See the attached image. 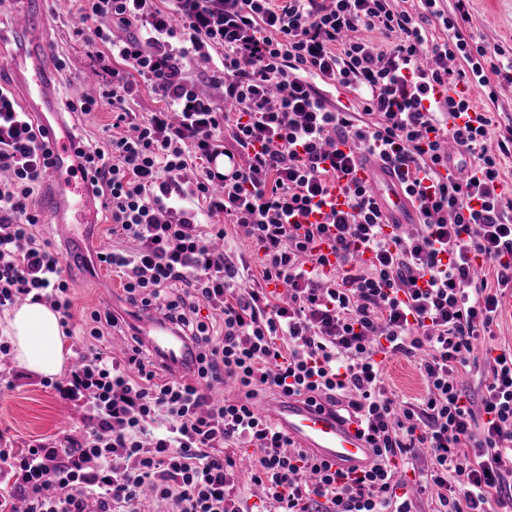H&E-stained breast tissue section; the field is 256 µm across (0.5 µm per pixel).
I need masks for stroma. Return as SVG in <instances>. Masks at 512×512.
Segmentation results:
<instances>
[{
	"instance_id": "stroma-1",
	"label": "stroma",
	"mask_w": 512,
	"mask_h": 512,
	"mask_svg": "<svg viewBox=\"0 0 512 512\" xmlns=\"http://www.w3.org/2000/svg\"><path fill=\"white\" fill-rule=\"evenodd\" d=\"M80 0H45L47 32L51 40L53 82L59 101L82 96L84 75L103 84L112 78L111 59H100L96 48L73 34L72 21L81 14ZM467 38L512 52V0H470ZM488 92L471 95L474 110L491 113L498 124L512 121V83L489 75ZM75 284L74 312L107 310L113 299L124 298L122 282L110 268L94 273L70 267ZM385 384L390 392L413 400L424 393V382L413 361L395 357L387 361ZM85 408L80 402L62 400L45 386L43 378L29 374L13 355L0 356V439L14 450H25L36 441L51 443L84 432Z\"/></svg>"
}]
</instances>
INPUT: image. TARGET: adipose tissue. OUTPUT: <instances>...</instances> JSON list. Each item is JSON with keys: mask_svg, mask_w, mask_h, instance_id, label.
<instances>
[{"mask_svg": "<svg viewBox=\"0 0 512 512\" xmlns=\"http://www.w3.org/2000/svg\"><path fill=\"white\" fill-rule=\"evenodd\" d=\"M0 330L10 336L20 367L39 376L64 371L63 329L59 314L47 303L27 302L9 313Z\"/></svg>", "mask_w": 512, "mask_h": 512, "instance_id": "adipose-tissue-1", "label": "adipose tissue"}]
</instances>
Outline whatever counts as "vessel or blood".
I'll list each match as a JSON object with an SVG mask.
<instances>
[{
	"instance_id": "obj_1",
	"label": "vessel or blood",
	"mask_w": 512,
	"mask_h": 512,
	"mask_svg": "<svg viewBox=\"0 0 512 512\" xmlns=\"http://www.w3.org/2000/svg\"><path fill=\"white\" fill-rule=\"evenodd\" d=\"M43 23L41 0H27L16 26L25 47L15 56L12 73L27 111L40 117L46 129V145L56 182L55 190L39 198L36 205L48 213L63 236L80 243L98 222L99 202L86 189L88 175L73 162L76 141L67 132L58 110L49 75ZM358 176L373 190L391 223H417L418 213L410 195L381 162L366 160ZM136 326L142 341L172 370L181 372L194 365L196 350L173 323L155 316H141ZM264 409L298 447L307 449L333 470L358 476L371 469L373 452L356 423L342 420L297 397L266 400Z\"/></svg>"
}]
</instances>
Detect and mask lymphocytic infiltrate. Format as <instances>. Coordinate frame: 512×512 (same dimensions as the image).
Segmentation results:
<instances>
[{"instance_id": "1", "label": "lymphocytic infiltrate", "mask_w": 512, "mask_h": 512, "mask_svg": "<svg viewBox=\"0 0 512 512\" xmlns=\"http://www.w3.org/2000/svg\"><path fill=\"white\" fill-rule=\"evenodd\" d=\"M74 33L115 66L99 96L67 102L112 112V132L77 141L121 250L97 253L130 304L176 322L199 350L196 370L162 375L141 341L112 354L118 324L92 310L76 328L73 283L40 233L34 202L51 165L44 128L0 84V311L49 303L80 335L61 398L84 401L88 436L24 453L0 448V512H248L232 451L251 448L249 478L274 512H411L405 488L442 512H512V350L489 335L512 288V197L501 188L512 129L489 146L493 119L471 105L483 69L512 83V54L467 40V0H83ZM446 34L434 36L432 21ZM463 53L479 72L453 71ZM137 73L160 100L132 112ZM224 95L218 111L200 79ZM343 87L355 104L331 102ZM468 156L450 174L445 142ZM389 163L414 199L417 232L386 222L358 176ZM227 217L228 225L218 224ZM234 226L262 252V280L226 240ZM488 264L492 275L481 274ZM208 310L222 321L211 330ZM414 360L425 393H389L385 360ZM487 369L472 404L457 369ZM233 381L234 398L213 400ZM267 391L357 422L375 458L347 476L295 446L257 407ZM430 450L418 469L413 450Z\"/></svg>"}]
</instances>
